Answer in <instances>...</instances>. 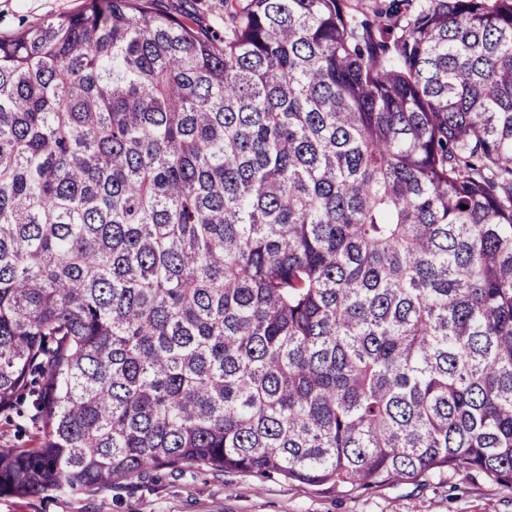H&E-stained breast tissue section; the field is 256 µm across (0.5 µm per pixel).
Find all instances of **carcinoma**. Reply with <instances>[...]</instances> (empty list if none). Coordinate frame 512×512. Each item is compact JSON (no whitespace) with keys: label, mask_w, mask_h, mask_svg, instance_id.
Instances as JSON below:
<instances>
[{"label":"carcinoma","mask_w":512,"mask_h":512,"mask_svg":"<svg viewBox=\"0 0 512 512\" xmlns=\"http://www.w3.org/2000/svg\"><path fill=\"white\" fill-rule=\"evenodd\" d=\"M222 6L0 39V493L512 486V0ZM158 8L180 18L189 17L193 25L207 27L222 32L224 10L220 0H158ZM9 420L0 415V448H34L36 446V430L30 422L23 423L14 417ZM23 425L21 430L17 425Z\"/></svg>","instance_id":"obj_1"}]
</instances>
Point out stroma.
<instances>
[{
  "instance_id": "stroma-1",
  "label": "stroma",
  "mask_w": 512,
  "mask_h": 512,
  "mask_svg": "<svg viewBox=\"0 0 512 512\" xmlns=\"http://www.w3.org/2000/svg\"><path fill=\"white\" fill-rule=\"evenodd\" d=\"M85 0H0V36L83 7ZM160 10L223 31L220 0H158ZM0 512H512V489L484 474L445 470L417 483L321 489L203 467L151 469L98 493L68 489L0 495Z\"/></svg>"
}]
</instances>
